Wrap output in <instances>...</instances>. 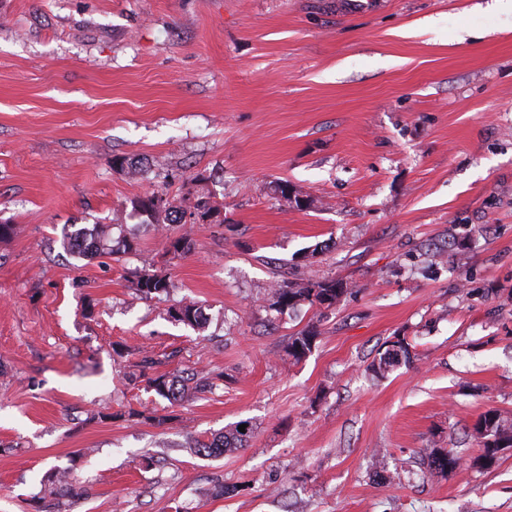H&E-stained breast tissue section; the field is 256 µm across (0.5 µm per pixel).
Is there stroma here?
Instances as JSON below:
<instances>
[{"mask_svg":"<svg viewBox=\"0 0 512 512\" xmlns=\"http://www.w3.org/2000/svg\"><path fill=\"white\" fill-rule=\"evenodd\" d=\"M486 3L0 0V512H512V448L475 462L479 417L512 423V12ZM153 191L221 217L158 229ZM96 224L133 251L64 249ZM279 275L351 289L280 314ZM146 356L222 378L174 406ZM137 291L145 297L166 294L171 288V281L166 275L150 270L139 273L136 282ZM316 333L311 330H302L291 336L288 343V355L294 360H300L311 351ZM250 422L246 420L239 421L234 427L228 431L213 435L207 440L195 439L192 448L196 453L204 457H220L224 452L234 450L244 446L247 439L251 435ZM242 424H247L245 433L238 430Z\"/></svg>","mask_w":512,"mask_h":512,"instance_id":"35a3bbf8","label":"stroma"}]
</instances>
